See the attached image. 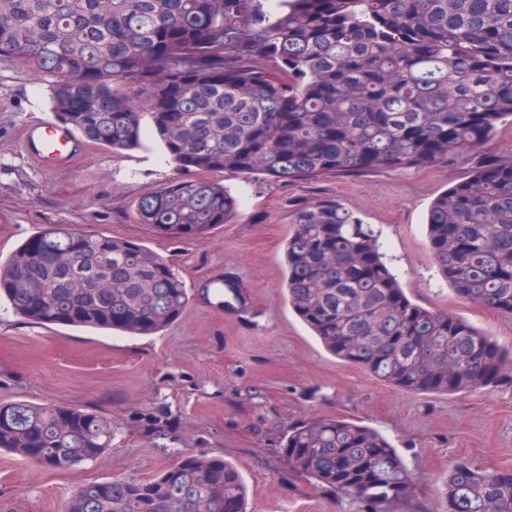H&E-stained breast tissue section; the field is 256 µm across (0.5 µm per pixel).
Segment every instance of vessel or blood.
<instances>
[{
	"mask_svg": "<svg viewBox=\"0 0 512 512\" xmlns=\"http://www.w3.org/2000/svg\"><path fill=\"white\" fill-rule=\"evenodd\" d=\"M22 146L36 162L60 168L72 165L84 149L73 131H60L49 121L27 124L22 133Z\"/></svg>",
	"mask_w": 512,
	"mask_h": 512,
	"instance_id": "vessel-or-blood-1",
	"label": "vessel or blood"
}]
</instances>
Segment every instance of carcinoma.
Segmentation results:
<instances>
[{"instance_id": "cac0c4a2", "label": "carcinoma", "mask_w": 512, "mask_h": 512, "mask_svg": "<svg viewBox=\"0 0 512 512\" xmlns=\"http://www.w3.org/2000/svg\"><path fill=\"white\" fill-rule=\"evenodd\" d=\"M0 60L48 84L58 120L112 152L157 142L177 177L143 194L142 224L203 240L238 200L200 174L285 183L448 166L512 119V0H0ZM455 295L512 317V155L483 160L427 218ZM288 306L339 360L414 394L512 385V351L406 294L378 233L334 199L296 208ZM72 277L92 287H66ZM244 303L231 273L206 284ZM41 325L151 335L180 318L184 283L145 246L51 224L0 260V300ZM112 419L68 405H0V450L46 470L97 459ZM293 471L362 512H401L415 478L377 430L341 419L288 430ZM446 512H512V471L454 460ZM221 456L185 455L144 481L78 487L64 512H247Z\"/></svg>"}]
</instances>
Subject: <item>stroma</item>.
Instances as JSON below:
<instances>
[{
  "label": "stroma",
  "mask_w": 512,
  "mask_h": 512,
  "mask_svg": "<svg viewBox=\"0 0 512 512\" xmlns=\"http://www.w3.org/2000/svg\"><path fill=\"white\" fill-rule=\"evenodd\" d=\"M46 85L0 61V256L44 225L132 240L166 260L185 283L181 318L152 336L35 324L0 302V403L84 406L112 418V446L96 460L50 471L0 453V512H62L80 485L143 481L186 453L221 455L242 471L253 512H360L313 487L280 447L290 425L350 419L377 429L418 481L424 512H444L441 476L466 457L512 470V387L411 394L329 354L289 308L281 283L289 215L316 199L344 203L380 232L408 296L459 315L512 348V317L458 299L429 248L432 202L469 177L478 159L423 170L327 175L287 184L221 174L241 205L202 242L170 239L135 216L139 197L178 177L154 142L115 155L87 145L74 166L49 169L25 155L21 130L53 119ZM231 272L246 298L235 312L204 284Z\"/></svg>",
  "instance_id": "stroma-1"
}]
</instances>
